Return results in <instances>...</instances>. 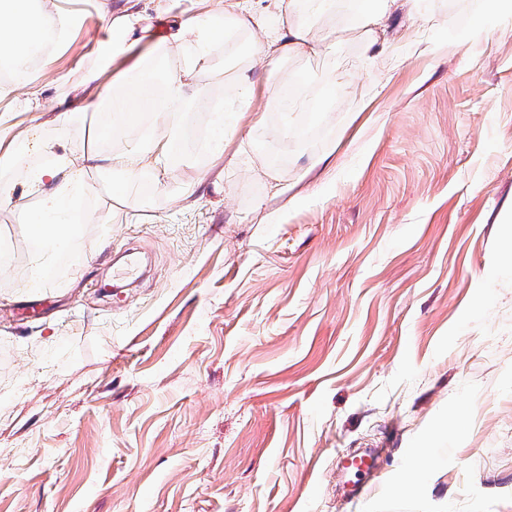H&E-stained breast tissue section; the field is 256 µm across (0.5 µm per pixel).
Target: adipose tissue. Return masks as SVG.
Masks as SVG:
<instances>
[{
	"label": "adipose tissue",
	"instance_id": "adipose-tissue-1",
	"mask_svg": "<svg viewBox=\"0 0 512 512\" xmlns=\"http://www.w3.org/2000/svg\"><path fill=\"white\" fill-rule=\"evenodd\" d=\"M200 0L195 14L173 23L158 40L147 38L144 10L128 5L104 11L103 37L92 58L74 79H60V97L73 99L79 111H93L98 125L112 138L109 147L89 136L80 158L67 153L62 134L69 120L61 110L44 122L34 145L13 142L0 153V200L10 198V181L18 158L33 151L47 166L29 174L30 189L39 200L30 247L34 265L30 285L44 287L58 273L80 224L89 213L83 206L89 186L84 169L105 179L116 178L120 190L116 206L136 210L140 201L125 193V185L157 171L182 164L179 131L187 112L203 106L212 94L208 79L217 58L232 56L237 65L224 81V108L212 113L204 142L206 152L225 165L250 163L247 144L227 150L230 123L263 124L264 113L255 111L257 65L274 68L288 54L332 55L336 45L316 40L313 23L336 16V0ZM78 25V17L59 0H0V38L26 36L19 48L0 53V112H43L44 87L36 67L63 49Z\"/></svg>",
	"mask_w": 512,
	"mask_h": 512
}]
</instances>
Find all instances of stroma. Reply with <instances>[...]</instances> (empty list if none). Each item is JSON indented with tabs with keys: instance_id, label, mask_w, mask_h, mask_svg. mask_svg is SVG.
Instances as JSON below:
<instances>
[{
	"instance_id": "obj_1",
	"label": "stroma",
	"mask_w": 512,
	"mask_h": 512,
	"mask_svg": "<svg viewBox=\"0 0 512 512\" xmlns=\"http://www.w3.org/2000/svg\"><path fill=\"white\" fill-rule=\"evenodd\" d=\"M125 0H75L74 78ZM342 0L281 77L344 81L250 168L160 174L138 213L88 173L74 261L31 289L23 157L0 205V512H512V10L397 0L365 53ZM329 154L326 167L311 160ZM195 184L191 198L186 185ZM277 221L264 223L267 213ZM377 448L359 503L338 453Z\"/></svg>"
}]
</instances>
